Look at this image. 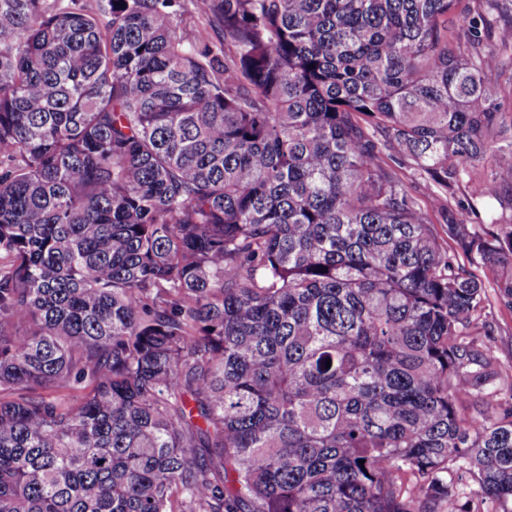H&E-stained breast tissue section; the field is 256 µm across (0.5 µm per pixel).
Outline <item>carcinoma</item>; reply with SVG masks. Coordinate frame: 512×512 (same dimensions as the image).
Segmentation results:
<instances>
[{
  "instance_id": "obj_1",
  "label": "carcinoma",
  "mask_w": 512,
  "mask_h": 512,
  "mask_svg": "<svg viewBox=\"0 0 512 512\" xmlns=\"http://www.w3.org/2000/svg\"><path fill=\"white\" fill-rule=\"evenodd\" d=\"M493 299L512 0H0V512H512Z\"/></svg>"
}]
</instances>
